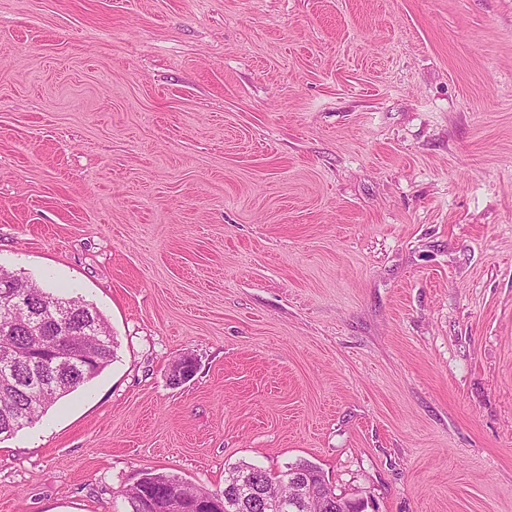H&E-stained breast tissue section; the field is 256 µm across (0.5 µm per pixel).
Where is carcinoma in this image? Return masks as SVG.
I'll list each match as a JSON object with an SVG mask.
<instances>
[{
  "label": "carcinoma",
  "instance_id": "cac0c4a2",
  "mask_svg": "<svg viewBox=\"0 0 512 512\" xmlns=\"http://www.w3.org/2000/svg\"><path fill=\"white\" fill-rule=\"evenodd\" d=\"M29 294L28 307L37 312L30 332L13 333L4 349L28 351L37 349L45 358L30 366L26 362L16 365L17 380L11 386H0V436L8 438L17 431L35 424L59 399L95 379L114 357V339L108 337L97 344L91 336H78L76 331L87 316L107 328L106 319L94 304L79 298H62L36 285L25 288ZM73 311L74 323L63 326L56 321L57 309ZM301 477V492L293 495L289 487L272 482L274 493L285 503L278 512H360L352 501L336 499L335 489L325 479L316 464L301 460L290 465ZM264 468L241 463L229 470L224 479L222 508L218 512H257L255 504L242 500L236 494L239 478ZM180 481L175 475L148 471L141 482L125 492L126 512H144L141 484L150 491L159 507H166L165 498L172 483Z\"/></svg>",
  "mask_w": 512,
  "mask_h": 512
}]
</instances>
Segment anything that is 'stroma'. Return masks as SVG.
Returning <instances> with one entry per match:
<instances>
[{
	"instance_id": "1",
	"label": "stroma",
	"mask_w": 512,
	"mask_h": 512,
	"mask_svg": "<svg viewBox=\"0 0 512 512\" xmlns=\"http://www.w3.org/2000/svg\"><path fill=\"white\" fill-rule=\"evenodd\" d=\"M0 270L115 341L0 512L300 460L512 512V0H0Z\"/></svg>"
}]
</instances>
